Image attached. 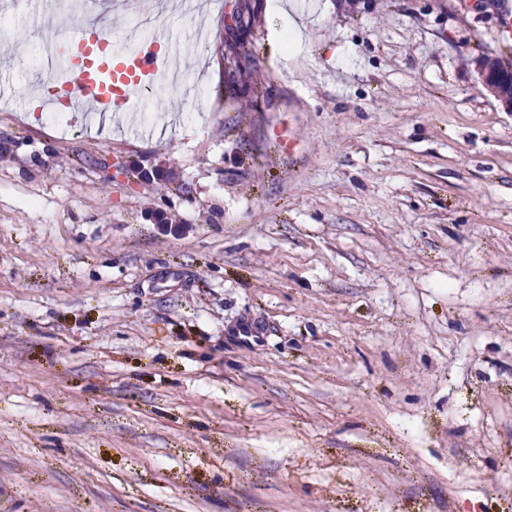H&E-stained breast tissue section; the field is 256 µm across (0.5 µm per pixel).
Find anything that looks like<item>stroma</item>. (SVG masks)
Returning a JSON list of instances; mask_svg holds the SVG:
<instances>
[{
  "mask_svg": "<svg viewBox=\"0 0 512 512\" xmlns=\"http://www.w3.org/2000/svg\"><path fill=\"white\" fill-rule=\"evenodd\" d=\"M280 2L233 106L227 0L106 14L136 137L29 115L100 4L0 0V512H512V0ZM479 76L482 84L492 91L506 109L512 112V73L506 74L496 59L485 57L479 61Z\"/></svg>",
  "mask_w": 512,
  "mask_h": 512,
  "instance_id": "1",
  "label": "stroma"
}]
</instances>
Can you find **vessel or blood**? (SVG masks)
Wrapping results in <instances>:
<instances>
[{"instance_id": "1", "label": "vessel or blood", "mask_w": 512, "mask_h": 512, "mask_svg": "<svg viewBox=\"0 0 512 512\" xmlns=\"http://www.w3.org/2000/svg\"><path fill=\"white\" fill-rule=\"evenodd\" d=\"M83 28L92 32V40L57 38L50 44L58 85L66 90L79 87L69 99L73 111L103 119L130 109L138 92L169 82L156 41L140 36L127 44L113 43L94 18L85 19Z\"/></svg>"}]
</instances>
